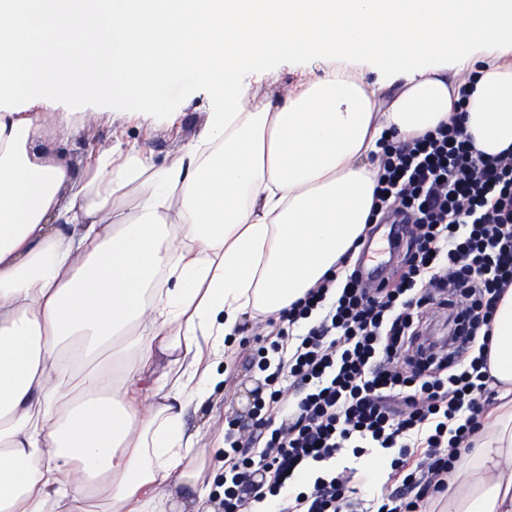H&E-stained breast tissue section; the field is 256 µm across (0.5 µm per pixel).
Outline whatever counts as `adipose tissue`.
Masks as SVG:
<instances>
[{"mask_svg":"<svg viewBox=\"0 0 512 512\" xmlns=\"http://www.w3.org/2000/svg\"><path fill=\"white\" fill-rule=\"evenodd\" d=\"M271 56L322 71L251 101ZM510 56L512 0H0V512H163L222 476L184 416L223 381L225 340L363 233L385 132L459 110L476 149H512ZM177 71L224 105L168 166L106 149L77 177L48 158L113 102L163 109ZM490 368L499 403L427 512H512V287Z\"/></svg>","mask_w":512,"mask_h":512,"instance_id":"adipose-tissue-1","label":"adipose tissue"}]
</instances>
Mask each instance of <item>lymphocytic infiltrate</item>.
<instances>
[{
  "label": "lymphocytic infiltrate",
  "mask_w": 512,
  "mask_h": 512,
  "mask_svg": "<svg viewBox=\"0 0 512 512\" xmlns=\"http://www.w3.org/2000/svg\"><path fill=\"white\" fill-rule=\"evenodd\" d=\"M372 224L402 223L405 252L384 287L363 284L351 255L269 328L247 366L265 371L247 415L224 434L223 512H352L344 451L391 453L363 512H422L481 427L495 390L489 331L512 287V160L475 149L460 118L379 159ZM443 312L444 344L427 322Z\"/></svg>",
  "instance_id": "lymphocytic-infiltrate-1"
}]
</instances>
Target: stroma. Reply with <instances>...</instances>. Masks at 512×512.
<instances>
[{
	"instance_id": "35a3bbf8",
	"label": "stroma",
	"mask_w": 512,
	"mask_h": 512,
	"mask_svg": "<svg viewBox=\"0 0 512 512\" xmlns=\"http://www.w3.org/2000/svg\"><path fill=\"white\" fill-rule=\"evenodd\" d=\"M299 76V69L287 59L270 58L259 74L251 77L249 94L258 101H277ZM161 96L166 102L168 120H156L154 109L148 104L137 113L113 105L93 127L77 128L69 137L59 140L53 147L52 159L65 162L79 175L96 153L110 144L123 151H139L153 167L169 164L183 144L203 134L207 114L214 111L216 99L207 85L185 72L176 73ZM263 379L259 371L238 369L230 387L217 389L203 408L188 413V426L207 430L214 438L222 436L228 417L246 414L253 391Z\"/></svg>"
}]
</instances>
